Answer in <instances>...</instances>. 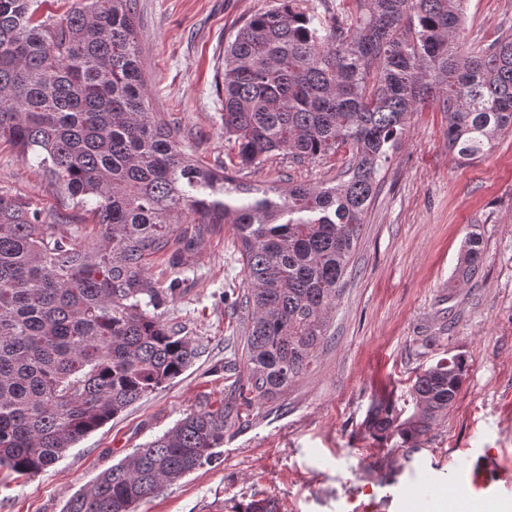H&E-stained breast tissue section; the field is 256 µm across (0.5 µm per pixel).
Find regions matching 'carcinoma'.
I'll list each match as a JSON object with an SVG mask.
<instances>
[{
  "instance_id": "cac0c4a2",
  "label": "carcinoma",
  "mask_w": 512,
  "mask_h": 512,
  "mask_svg": "<svg viewBox=\"0 0 512 512\" xmlns=\"http://www.w3.org/2000/svg\"><path fill=\"white\" fill-rule=\"evenodd\" d=\"M0 0V142L91 216L84 228L0 193V471L36 475L197 356L162 306L149 265L174 262L216 224L239 242L248 292L236 306L249 392L283 394L327 332L365 214L410 115L446 114L448 151L470 160L512 134V33L460 49L466 0H354L356 22L301 0L250 17L224 47V138L234 161L205 168L153 111L136 0ZM344 154L329 183L264 187L240 174L269 157L296 165ZM196 216L183 225L179 215ZM483 258L467 238L461 281ZM465 357L438 359L410 384L406 419L371 403V435H424L454 403ZM224 405L189 413L74 495L64 512H135L212 459Z\"/></svg>"
}]
</instances>
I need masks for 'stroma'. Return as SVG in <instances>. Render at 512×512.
Here are the masks:
<instances>
[{
	"label": "stroma",
	"mask_w": 512,
	"mask_h": 512,
	"mask_svg": "<svg viewBox=\"0 0 512 512\" xmlns=\"http://www.w3.org/2000/svg\"><path fill=\"white\" fill-rule=\"evenodd\" d=\"M276 0H137L139 43L154 111L164 113L181 148L202 165L231 152L216 81L224 47L252 15ZM512 30V0H468L464 50L487 47ZM438 106L411 115L402 143L380 172L343 290L310 368L275 399L244 401L246 356L234 337L231 300L247 292L229 225L219 224L179 265L148 275L175 279L164 309L200 354L183 374L144 396L80 440L35 476L0 471V512H63L105 469L187 414L225 405L231 414L215 460L166 486L137 512H243L261 500L270 512H434L419 492L445 491L455 512L465 501L450 457L486 448L512 463V135L477 158L448 151ZM341 161L297 166L279 155L246 179L264 186H311L334 177ZM0 191L85 221L59 200L49 178L0 146ZM483 261L465 284L454 271L468 235ZM464 354L462 387L447 413L411 449L372 436V400L405 413L408 386L439 358Z\"/></svg>",
	"instance_id": "35a3bbf8"
}]
</instances>
